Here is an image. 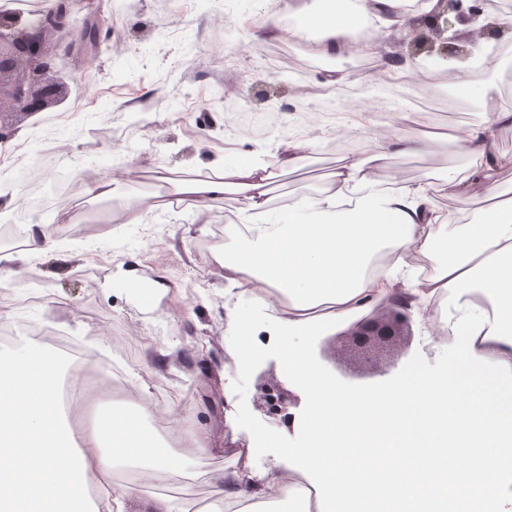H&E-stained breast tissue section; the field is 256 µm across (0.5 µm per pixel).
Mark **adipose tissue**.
Here are the masks:
<instances>
[{
  "instance_id": "1",
  "label": "adipose tissue",
  "mask_w": 512,
  "mask_h": 512,
  "mask_svg": "<svg viewBox=\"0 0 512 512\" xmlns=\"http://www.w3.org/2000/svg\"><path fill=\"white\" fill-rule=\"evenodd\" d=\"M400 0H320L317 10L298 8L300 25L272 27L273 35L299 38L314 34V48L327 54L363 40L361 30L376 13ZM512 124V112H497L464 135L404 138L387 129L377 138L381 149L435 151L451 145L482 158L469 176L474 194L492 197L471 222L449 227L447 214L426 185L381 189L365 162L353 160L337 172L333 184L317 196L288 201V220L268 224L271 168L289 169L301 143L290 142L270 165L215 167L211 175L184 183L195 221L210 223L205 200L233 188L249 206L237 222L225 225L226 248L218 263L225 280L243 287L257 305L275 308L280 319L304 320L338 314L388 297L396 282L410 286L416 323L434 331L438 344H452L449 325L439 322L436 302L448 297L445 285L484 258L512 245V197L496 198L493 183L503 161L491 148L498 126ZM385 252L388 270L372 274L370 264ZM436 259L433 273L422 263ZM59 363L55 355L0 352V512H122L130 486L111 485L113 469L127 458L169 469L170 456L142 431L148 409L130 401L121 405L91 397L71 408L73 418H89L78 436L60 428ZM252 448L234 451L231 470L213 475L214 503L252 501L254 506L287 503L289 512H319L315 494L300 490L301 472L279 464L264 476L251 466ZM101 489L90 497L89 485Z\"/></svg>"
}]
</instances>
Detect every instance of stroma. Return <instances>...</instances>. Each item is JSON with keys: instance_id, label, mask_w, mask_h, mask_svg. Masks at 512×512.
Instances as JSON below:
<instances>
[{"instance_id": "stroma-1", "label": "stroma", "mask_w": 512, "mask_h": 512, "mask_svg": "<svg viewBox=\"0 0 512 512\" xmlns=\"http://www.w3.org/2000/svg\"><path fill=\"white\" fill-rule=\"evenodd\" d=\"M89 12L115 13L119 20L94 63L77 53L56 57V71L70 79L65 101L35 120L8 115L0 121L14 140L29 141L31 179L42 176L50 158L33 136L49 129L55 132L54 155L114 173L119 196L132 202L149 200L150 193L128 173H116L127 157H137L151 175L168 174L166 193L174 197L182 177L209 174L217 164L268 163L284 139L299 140L305 147L296 167L275 174L268 207L277 215L286 199L328 186L348 157L327 145L344 138L359 144L357 156L374 169L380 186L434 185V202L449 224L471 221L485 204L462 184L477 164L474 155L446 146L376 156L363 110L373 107V121L396 125L406 137L466 131L492 113L512 110V85L504 81L512 55L474 71L464 84L452 79L466 67L460 58L442 60L429 75L413 65L416 48L443 42L424 22L413 35L399 25H377L376 53L345 51L328 65L307 41L265 34V24L288 20L284 6L262 14L255 0H192L178 14L162 10L159 0H86L74 21ZM454 30L456 47L477 58L495 45L512 48V23L492 6ZM189 101L194 111L177 118ZM269 111L279 113L280 125L265 139L238 134L228 121L233 112ZM307 116L313 127L304 126ZM247 206L242 194L226 192L208 203L211 223L197 224L192 212L159 201L151 209L154 236L144 225L119 223L63 235L0 287V321L16 331L0 341V350L37 347L32 330L49 327L84 354L90 375L106 386L119 345L132 342L137 355L126 372L138 392L162 391L184 430L218 427L216 448L171 454L179 471L199 473L208 494L209 474L234 464L230 444L250 439L234 420L238 369L228 352L231 317L249 294L224 280L210 256L214 226L236 220ZM31 282L45 302L29 298L25 287ZM345 330L341 324L320 337L316 354L350 383L388 379L417 353L431 363L439 355L415 328L371 367L337 347Z\"/></svg>"}]
</instances>
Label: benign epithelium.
<instances>
[{
	"mask_svg": "<svg viewBox=\"0 0 512 512\" xmlns=\"http://www.w3.org/2000/svg\"><path fill=\"white\" fill-rule=\"evenodd\" d=\"M83 0H56L51 7L26 19L20 13L0 14V117L3 106L17 114L34 116L64 102L67 82L51 74V52L69 55L79 51L93 60L101 46L105 20L93 16L84 20L78 43L60 38L49 42L57 32L72 24V8ZM443 9L428 15L430 25L440 31L453 28V21L473 20L483 14L491 0H438ZM411 298L397 293L386 309L377 315L356 321L345 335L346 342L373 359L408 334L411 322ZM300 405L299 396L277 381L261 387L258 407L289 428Z\"/></svg>",
	"mask_w": 512,
	"mask_h": 512,
	"instance_id": "1",
	"label": "benign epithelium"
}]
</instances>
